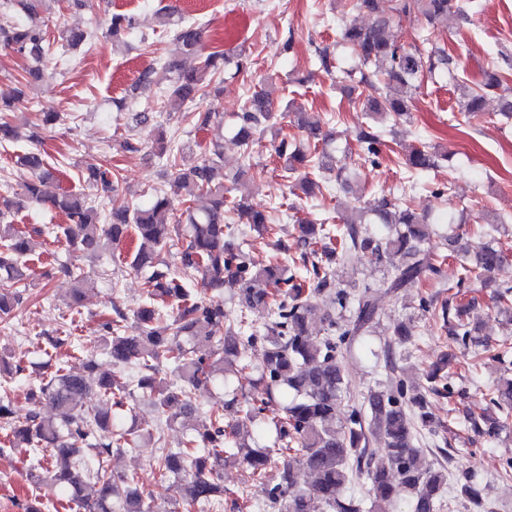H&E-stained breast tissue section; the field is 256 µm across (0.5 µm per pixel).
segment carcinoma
<instances>
[{"instance_id": "cac0c4a2", "label": "carcinoma", "mask_w": 512, "mask_h": 512, "mask_svg": "<svg viewBox=\"0 0 512 512\" xmlns=\"http://www.w3.org/2000/svg\"><path fill=\"white\" fill-rule=\"evenodd\" d=\"M27 20L0 21V47L12 50L27 60L22 68L15 100L25 96V88L50 78L44 60L50 50L47 28L38 22L43 0H16ZM354 0L353 7L363 10L370 22L351 26L342 32V41L356 56L357 67L342 69L343 78L357 84L349 93L359 92L368 112L391 114L400 119L409 112L408 101L419 88L423 73L434 72L448 61V55L434 45L432 38L447 27L448 16L464 17L468 4L461 0ZM416 20L426 31L427 47L407 48L393 42L389 28L395 21ZM159 26L169 28L175 42V55L158 68L143 72L141 83H167L166 92L173 102L197 98H216L225 77L231 78L247 68L242 54L228 56L220 51L204 52L205 31L197 23H172L171 14L157 15ZM134 30V20L125 15L112 17L108 35L113 42H124ZM58 39L77 48L93 32L57 27ZM197 60L190 70L182 67L185 59ZM500 86L498 71L484 72L482 84L474 89L462 85L458 99L463 112L485 111L487 91ZM275 83L268 80L244 103L238 113L234 138L244 147L254 143V135L263 133L273 118ZM13 100V101H15ZM11 100L0 101V112L10 110ZM294 123L301 131L307 152L288 139L274 134V153L292 173L321 171L336 174L342 187L349 179L337 167L335 157L319 146L332 140L320 118L306 112L294 113ZM359 148L378 157L382 131L367 126L355 132ZM32 178L13 197L0 199V319L15 316L26 298L22 288L33 277L29 263V241L25 233L7 222L10 213L30 201H48L63 213L68 223L61 232L75 251L90 255L109 252L130 237L136 241L127 256V265L145 274L146 299L127 316L105 320L98 351L119 367L115 373L100 371L97 357L90 353L80 358L77 372L62 363L41 378L28 391L35 404L47 399L55 409L52 416L34 410L24 420L12 416L8 397H0V428L6 431L9 450L35 451L36 462L27 466L25 478L34 487L51 486L60 496L50 504L36 497L25 512H48L62 508L66 512H168L152 495L139 486L137 475H116L109 467L115 450L134 449L144 442H155L160 449L152 458V467L163 477H171L181 490L184 512L215 509L224 501V466L241 465L256 481L266 468L281 458L280 482L264 487L265 506L273 512H313L319 502L324 512H361L352 498H340L349 484L363 483L371 500L369 512H389L398 489L412 498V512H436L439 496L448 485V468L426 461L416 445L420 431L437 434L427 412L428 397L450 395L444 383L448 378L450 357L434 362L421 384L400 378L385 390L372 391L367 406H359L347 391L343 346L350 338L371 328L379 309L381 294L365 286L353 295L336 284L331 264L370 252L382 260L391 255L401 262L392 269L379 287L389 292L409 288L427 270L436 271L419 258L421 246L432 234L434 225L428 216L413 210L403 199L383 197L343 218V224L301 225L306 252L301 254L302 273L291 271L281 262H263L250 251L233 243L240 229L224 223V212L232 210L249 228L262 235L269 229L267 214L247 203L242 191L248 174L250 152H244L245 168L234 174L231 186L224 185L223 153L213 145L209 156L190 167L176 159L169 160V182L173 194L158 191L145 205L112 211L102 219L90 195L63 192L45 195L43 186L49 173L42 154L29 151L18 158ZM406 164L417 170L434 169L438 155L421 148L409 151ZM84 182L92 190L113 193L119 190L118 171L91 166ZM206 200L199 211L194 202ZM186 224L185 245L181 251L182 273L172 270L161 253ZM383 224L387 233L377 235L368 225ZM453 253L465 272L488 280L508 260L501 243L485 242L474 254L469 266V250L454 245ZM72 278L70 311L79 313L86 275L81 270L68 271ZM200 274L228 288L237 301V323L226 327L224 335H213L224 325V305L207 303L192 296L187 275ZM267 312L259 327L250 320L254 311ZM466 306H442L448 319V336L455 347L466 349L476 343L475 328L463 319ZM454 319H449V315ZM264 345L259 378L252 383L254 392L244 396L243 420L224 425V413L202 411L195 391L211 383H220L230 402L237 401L238 386L245 370L246 349ZM77 347L73 336H51L43 354L53 361L62 347ZM483 353L504 370L512 364V347L504 342L496 347L483 346ZM176 373L177 382L166 381L167 371ZM22 360H9L0 354V374L23 376ZM96 394L100 404L86 406L85 399ZM499 412L497 418L473 415L468 418L476 434H496L509 426L512 418V377L497 385L491 398ZM146 402L157 413L150 428L125 424L135 416L138 404ZM279 404L283 417L268 425L263 411L268 404ZM205 418L203 431L183 442L177 450L166 448L165 429L175 423ZM253 427L258 437H272L275 448H249L236 441L240 428ZM384 437L386 446L371 444ZM299 462L311 481L297 485L292 462ZM461 493L471 502L483 500L484 489L466 475L459 481Z\"/></svg>"}]
</instances>
